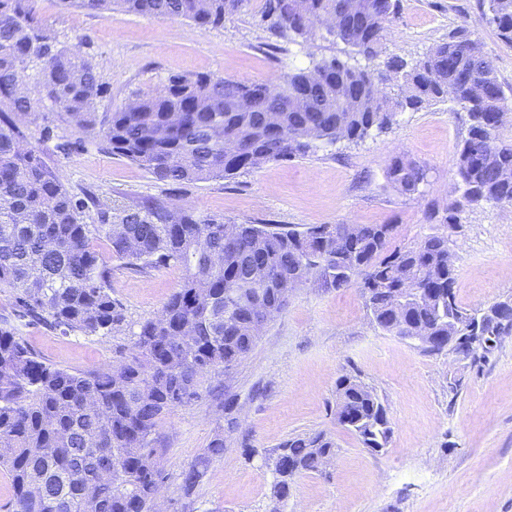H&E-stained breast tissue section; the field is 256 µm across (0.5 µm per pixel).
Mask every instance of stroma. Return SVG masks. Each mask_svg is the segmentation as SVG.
Wrapping results in <instances>:
<instances>
[{"label": "stroma", "instance_id": "obj_1", "mask_svg": "<svg viewBox=\"0 0 512 512\" xmlns=\"http://www.w3.org/2000/svg\"><path fill=\"white\" fill-rule=\"evenodd\" d=\"M263 4L249 0L223 27L199 28L38 0L43 24L60 45L88 54L107 89L94 105L96 123L89 129L77 128L59 111L31 126L36 133L51 127L43 157L66 188L90 191L115 208L158 200L235 224L299 230L391 224L394 249L445 235L463 308L512 299V205L471 206L459 224L445 222L455 146L469 126L455 103L400 112L388 129L363 140L270 161L232 179L172 185L106 150L110 113L136 92L160 89L170 76L267 81L323 59H348V47L329 37L272 40L261 21ZM487 6V0H400L383 51L413 63L463 27L510 89L512 46L487 23ZM398 156L426 171L415 195L402 194L389 179ZM182 278L173 265L139 273L113 261L112 297L125 321L108 336L65 334L32 322L18 315L4 289L0 317L55 366L107 367L134 352L137 322L157 316ZM344 375L357 377L386 408L392 433L381 452H370L336 422V384ZM318 432L334 441V454L322 470L298 475L287 499L274 502L270 466L279 445ZM218 437L223 456L185 495L182 471ZM156 438L163 512H512V335L476 358L432 352L378 330L357 287L324 288L313 278L289 294L246 358L206 373L199 398L161 421Z\"/></svg>", "mask_w": 512, "mask_h": 512}]
</instances>
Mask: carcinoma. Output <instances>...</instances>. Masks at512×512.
Masks as SVG:
<instances>
[{"label":"carcinoma","instance_id":"carcinoma-1","mask_svg":"<svg viewBox=\"0 0 512 512\" xmlns=\"http://www.w3.org/2000/svg\"><path fill=\"white\" fill-rule=\"evenodd\" d=\"M100 14L119 10L198 27L222 26L247 0H62ZM265 0L269 33L280 39L315 36V23L339 18L333 40L373 62L400 0ZM36 0H0V288L31 321L49 317L63 332L98 336L121 327L112 300L110 257L136 272L168 266L184 278L160 314L137 325L136 353L117 365L72 372L45 362L8 321L0 326V471L8 479V512H154L163 480L152 435L174 408L198 397L204 375L229 368L252 351L253 312L241 302L253 288L260 305L282 310L288 295L314 272L323 288H361L373 322L384 333L481 337L455 351L474 357L512 333V312L494 319L457 300L453 255L445 235H429L390 251L392 224H323L305 230L270 224H229L190 207L157 200L114 209L92 193L70 192L29 141L25 117L44 100L77 126L92 124L105 85L80 47H65L36 16ZM306 15L309 24L297 23ZM487 21L512 44V0H488ZM39 83H28L29 67ZM402 78L394 97L380 76ZM461 99L468 136L456 148L448 224L465 206L512 205V136L501 119L508 101L493 61L464 30L412 64L394 55L383 66L323 59L276 82L242 83L207 74L169 79L138 93L111 113L106 149L172 184L231 179L266 162L305 157L342 140L388 128L396 114L433 101ZM237 151L227 154L225 143ZM390 179L405 195L426 178L398 158ZM96 208V223L86 211ZM336 414L369 451L386 447L391 427L378 396L357 378L338 379ZM273 494L293 478L316 472L334 453L323 433L295 436L279 448ZM224 439L182 472L186 494Z\"/></svg>","mask_w":512,"mask_h":512}]
</instances>
